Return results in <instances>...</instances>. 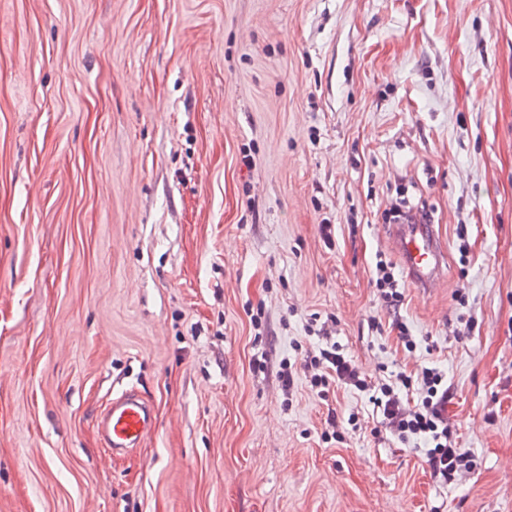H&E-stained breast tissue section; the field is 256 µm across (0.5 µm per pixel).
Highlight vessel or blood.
Here are the masks:
<instances>
[{
	"label": "vessel or blood",
	"instance_id": "b4317fda",
	"mask_svg": "<svg viewBox=\"0 0 512 512\" xmlns=\"http://www.w3.org/2000/svg\"><path fill=\"white\" fill-rule=\"evenodd\" d=\"M392 234L409 282L420 291L437 288L445 274L446 249L430 224H396ZM150 405L136 389L113 398L99 414L97 427L113 453L125 454L137 447L153 428Z\"/></svg>",
	"mask_w": 512,
	"mask_h": 512
}]
</instances>
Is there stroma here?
I'll use <instances>...</instances> for the list:
<instances>
[{"instance_id": "35a3bbf8", "label": "stroma", "mask_w": 512, "mask_h": 512, "mask_svg": "<svg viewBox=\"0 0 512 512\" xmlns=\"http://www.w3.org/2000/svg\"><path fill=\"white\" fill-rule=\"evenodd\" d=\"M333 344L443 370L472 470L319 399ZM132 387L155 427L118 458ZM0 512H512V0H0ZM392 234L409 282L423 293L444 279L446 249L434 224H392ZM393 269L390 263L381 258L376 263L374 286L379 298L389 307L398 306L404 298V289L399 288ZM153 426L151 406L133 388L113 398L97 417V427L114 454L136 448Z\"/></svg>"}]
</instances>
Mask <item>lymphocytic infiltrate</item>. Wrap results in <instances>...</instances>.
Returning <instances> with one entry per match:
<instances>
[{"mask_svg":"<svg viewBox=\"0 0 512 512\" xmlns=\"http://www.w3.org/2000/svg\"><path fill=\"white\" fill-rule=\"evenodd\" d=\"M309 365L313 370L309 383L320 399H328L336 388L357 390L367 396L385 431L402 442L426 441L427 463L441 483L453 484L463 470L469 469L470 456L459 448L456 431L441 413L448 390L437 368H421L414 376L399 373L374 385L335 344L311 356ZM409 392L417 393L416 403L405 402Z\"/></svg>","mask_w":512,"mask_h":512,"instance_id":"f902f5d3","label":"lymphocytic infiltrate"}]
</instances>
